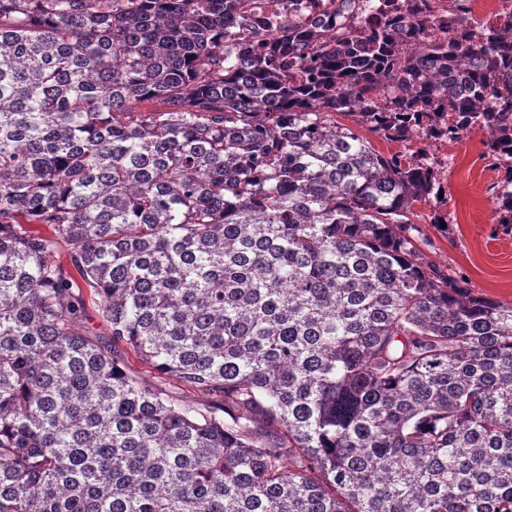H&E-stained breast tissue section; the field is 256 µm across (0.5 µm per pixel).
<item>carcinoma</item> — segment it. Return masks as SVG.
<instances>
[{"instance_id": "carcinoma-1", "label": "carcinoma", "mask_w": 512, "mask_h": 512, "mask_svg": "<svg viewBox=\"0 0 512 512\" xmlns=\"http://www.w3.org/2000/svg\"><path fill=\"white\" fill-rule=\"evenodd\" d=\"M469 3L0 0V512H512V303L414 211L477 131L512 228ZM333 119H335L337 122L350 126L359 135L369 139L376 148V150H378L383 155L389 156L395 151L403 149L401 144L386 143L385 141L378 138L374 133L370 132L366 126H362L360 124L355 123L354 121L351 120V118L336 114V116H333Z\"/></svg>"}]
</instances>
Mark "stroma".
Returning a JSON list of instances; mask_svg holds the SVG:
<instances>
[{
  "mask_svg": "<svg viewBox=\"0 0 512 512\" xmlns=\"http://www.w3.org/2000/svg\"><path fill=\"white\" fill-rule=\"evenodd\" d=\"M483 135L472 132L457 142H441L433 153L446 162L442 207L447 226L431 223V208L417 206L425 251L440 267L465 281L473 294L512 302V232L495 222L489 187L497 178L484 156Z\"/></svg>",
  "mask_w": 512,
  "mask_h": 512,
  "instance_id": "35a3bbf8",
  "label": "stroma"
}]
</instances>
